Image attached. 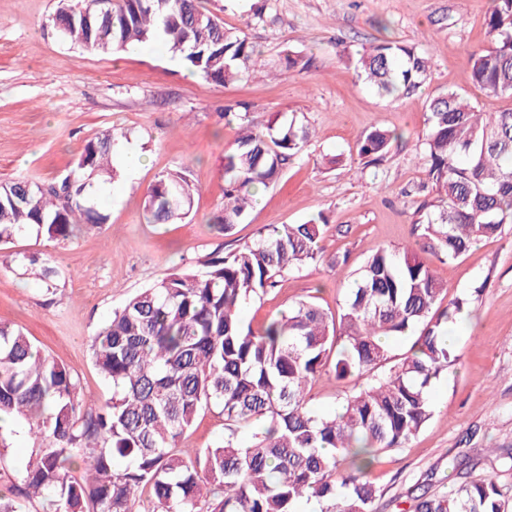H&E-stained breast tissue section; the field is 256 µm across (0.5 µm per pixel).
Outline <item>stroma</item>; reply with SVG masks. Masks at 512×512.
<instances>
[{
  "label": "stroma",
  "instance_id": "1",
  "mask_svg": "<svg viewBox=\"0 0 512 512\" xmlns=\"http://www.w3.org/2000/svg\"><path fill=\"white\" fill-rule=\"evenodd\" d=\"M58 0H0V178L50 183L72 167L87 141L110 130L147 157L137 173L119 170L101 186V227H77L48 242L28 230L0 243V323L21 329L58 363L72 368L82 397L105 400L112 388L93 363L91 339L115 309L169 274L200 270L206 257L250 243L269 224L328 220L316 262L284 274L274 290L250 301L252 328L301 300L337 314L343 279L379 247L417 248L415 222L436 201L420 162L429 97L469 93L479 111L512 108L470 81V54L488 43V0H204L226 27L242 29L264 56L250 78L219 84L179 59L150 52L80 51L51 33ZM416 46L430 76L417 95L393 100L355 79L353 57L380 39ZM309 60L286 69L285 56ZM296 119L311 136L279 180L260 189L232 235L214 224L224 208V154L241 123L263 127ZM400 133L383 159L358 160L368 129ZM187 171L193 209L174 224H150L143 206L163 172ZM51 253L59 276L46 292L18 263ZM422 257L449 297L470 304L450 327L459 360L432 388L431 420L407 447L380 454L369 478L374 512H411L414 495L445 493L463 481L453 460L474 474L512 481L494 449L512 452V224L459 260ZM224 437L220 406L202 411L180 445L199 449ZM37 443L27 426L0 431V493L21 482Z\"/></svg>",
  "mask_w": 512,
  "mask_h": 512
}]
</instances>
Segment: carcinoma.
Segmentation results:
<instances>
[{"label":"carcinoma","mask_w":512,"mask_h":512,"mask_svg":"<svg viewBox=\"0 0 512 512\" xmlns=\"http://www.w3.org/2000/svg\"><path fill=\"white\" fill-rule=\"evenodd\" d=\"M491 45L470 54V79L487 96L512 97V0H491ZM53 27L85 51L145 48L183 60L207 80L249 77L261 52L243 31L227 28L201 0H58ZM358 79L382 96L409 97L428 79L426 56L383 40L355 59ZM424 140L435 210L418 225L425 247L448 261L512 224V109L479 112L449 90L428 99ZM310 131L295 121L244 126L224 155V215L232 233L255 190L277 180L303 150ZM114 132L86 143L70 172L44 186L0 182V241L29 228L59 241L106 215L92 203L94 176L113 171ZM397 134L375 127L356 143L366 163L385 156ZM195 188L183 171L148 189L150 223H174L192 208ZM320 216L305 224L263 227L255 241L214 253L203 270L179 271L132 295L92 339L93 361L113 385L91 405L72 370L43 354L21 331L0 323V411L25 419L39 442L16 497L51 495L54 512H131L149 487L152 512H296L315 498L320 512H372L367 470L381 452L404 448L432 417L430 386L457 362L443 342L466 301L409 249L381 248L347 280L341 312L299 301L255 331L242 308L278 286L294 267L313 262L326 232ZM46 291L56 288L51 256L23 255ZM412 337L397 358L391 341ZM365 380L324 414L308 405L315 378ZM224 414V439L190 452L179 447L200 412ZM252 430L244 441L239 433ZM79 459L86 478L70 476ZM124 460L123 468L117 461ZM413 512H512V484L472 478L446 494L423 492Z\"/></svg>","instance_id":"cac0c4a2"}]
</instances>
